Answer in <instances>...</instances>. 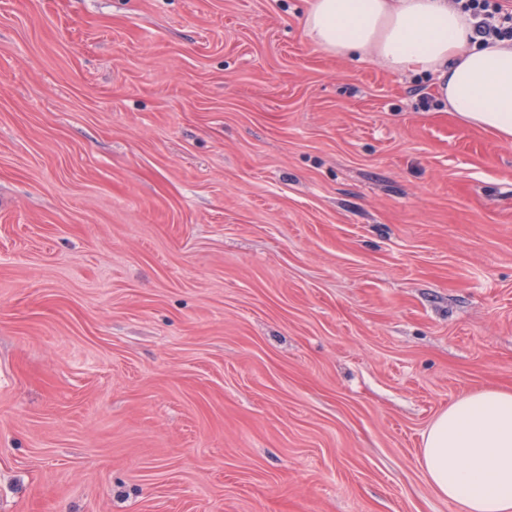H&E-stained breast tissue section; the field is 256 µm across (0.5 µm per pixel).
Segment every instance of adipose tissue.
Listing matches in <instances>:
<instances>
[{"mask_svg": "<svg viewBox=\"0 0 512 512\" xmlns=\"http://www.w3.org/2000/svg\"><path fill=\"white\" fill-rule=\"evenodd\" d=\"M304 27L329 54L432 73L449 111L512 142V40L475 38L448 0H311ZM421 465L460 512H512V390L482 389L442 410Z\"/></svg>", "mask_w": 512, "mask_h": 512, "instance_id": "1", "label": "adipose tissue"}]
</instances>
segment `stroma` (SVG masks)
I'll use <instances>...</instances> for the list:
<instances>
[{"instance_id":"35a3bbf8","label":"stroma","mask_w":512,"mask_h":512,"mask_svg":"<svg viewBox=\"0 0 512 512\" xmlns=\"http://www.w3.org/2000/svg\"><path fill=\"white\" fill-rule=\"evenodd\" d=\"M307 0H0V512H460L512 388V143ZM421 465L461 512H511L512 390L482 389L448 405L424 436Z\"/></svg>"}]
</instances>
